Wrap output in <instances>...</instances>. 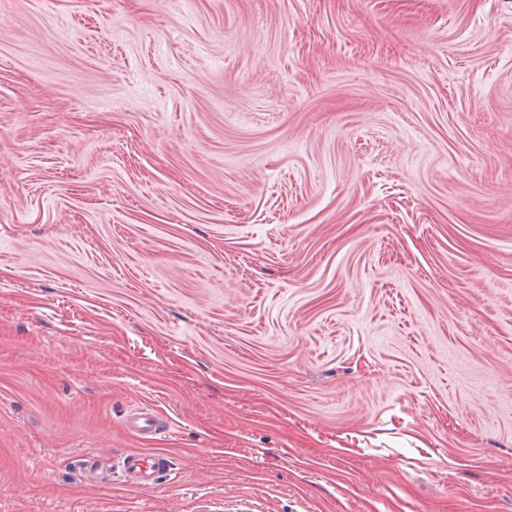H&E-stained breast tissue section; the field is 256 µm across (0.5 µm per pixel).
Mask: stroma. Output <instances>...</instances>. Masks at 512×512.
<instances>
[{
	"label": "stroma",
	"instance_id": "obj_1",
	"mask_svg": "<svg viewBox=\"0 0 512 512\" xmlns=\"http://www.w3.org/2000/svg\"><path fill=\"white\" fill-rule=\"evenodd\" d=\"M0 512H512V0H0ZM127 427L143 438L156 440L171 431V423L150 408H141L126 418ZM172 470L171 457L167 453L134 451L121 458L119 472L110 476V480L124 486L145 488L155 485L161 478L170 477Z\"/></svg>",
	"mask_w": 512,
	"mask_h": 512
}]
</instances>
